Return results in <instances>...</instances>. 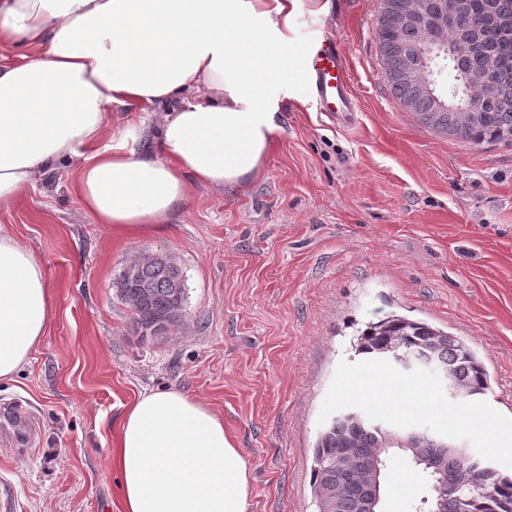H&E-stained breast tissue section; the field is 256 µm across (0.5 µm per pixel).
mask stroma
<instances>
[{"label":"stroma","mask_w":512,"mask_h":512,"mask_svg":"<svg viewBox=\"0 0 512 512\" xmlns=\"http://www.w3.org/2000/svg\"><path fill=\"white\" fill-rule=\"evenodd\" d=\"M379 7L331 0L322 13L298 0L290 38L332 35L353 121L319 111L296 73L264 167L232 189L195 187L170 227L113 236L87 218L65 164L0 209V232L43 262L55 299L29 364L0 381V404L22 403L38 427L28 447L0 440L10 512H121L116 426L140 392L169 388L223 419L251 472L249 512H316L320 431L356 405L355 377L394 375L352 348L358 329L389 314L464 337L492 387L475 407L512 429V147L437 134L399 103L380 64ZM137 251L180 267L186 317L167 335L139 336L118 296ZM388 421L454 436L512 470V451L491 453L431 410ZM382 485L381 512H418L430 494L397 450Z\"/></svg>","instance_id":"stroma-1"}]
</instances>
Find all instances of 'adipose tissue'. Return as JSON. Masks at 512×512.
<instances>
[{
    "label": "adipose tissue",
    "instance_id": "ef3b65f1",
    "mask_svg": "<svg viewBox=\"0 0 512 512\" xmlns=\"http://www.w3.org/2000/svg\"><path fill=\"white\" fill-rule=\"evenodd\" d=\"M297 0H0V209L72 165L87 217L137 237L172 222L190 189L234 188L265 164L300 51ZM156 116L145 148L107 144L113 105ZM54 312L43 264L0 234V381ZM488 447L494 416L436 405ZM122 512H248L250 471L223 420L181 390L140 393L114 443Z\"/></svg>",
    "mask_w": 512,
    "mask_h": 512
}]
</instances>
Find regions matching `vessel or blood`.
I'll use <instances>...</instances> for the list:
<instances>
[{"instance_id": "obj_1", "label": "vessel or blood", "mask_w": 512, "mask_h": 512, "mask_svg": "<svg viewBox=\"0 0 512 512\" xmlns=\"http://www.w3.org/2000/svg\"><path fill=\"white\" fill-rule=\"evenodd\" d=\"M301 66L320 111L343 117L354 112L356 104L348 92L347 70L336 45L324 39L308 46L301 55ZM0 435L19 444L25 441L27 431L17 408L0 410Z\"/></svg>"}]
</instances>
